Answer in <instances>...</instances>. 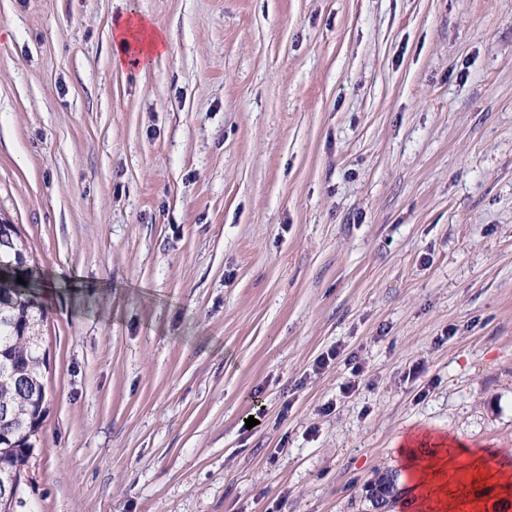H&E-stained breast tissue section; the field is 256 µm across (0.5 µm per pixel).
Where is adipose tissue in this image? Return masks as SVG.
<instances>
[{
  "label": "adipose tissue",
  "instance_id": "obj_1",
  "mask_svg": "<svg viewBox=\"0 0 512 512\" xmlns=\"http://www.w3.org/2000/svg\"><path fill=\"white\" fill-rule=\"evenodd\" d=\"M168 32L150 18L130 14L115 20L112 60L117 67H146L165 54ZM412 506L416 512H456L459 499L452 489L455 471L451 458L430 436L409 439L401 448Z\"/></svg>",
  "mask_w": 512,
  "mask_h": 512
}]
</instances>
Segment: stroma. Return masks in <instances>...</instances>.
<instances>
[{
    "mask_svg": "<svg viewBox=\"0 0 512 512\" xmlns=\"http://www.w3.org/2000/svg\"><path fill=\"white\" fill-rule=\"evenodd\" d=\"M0 218L46 316L27 512H396L411 434L512 461V0H0ZM168 32L150 18L129 14L116 19L112 28V60L117 67L148 66L155 57L165 54Z\"/></svg>",
    "mask_w": 512,
    "mask_h": 512,
    "instance_id": "stroma-1",
    "label": "stroma"
}]
</instances>
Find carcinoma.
<instances>
[{"label": "carcinoma", "instance_id": "carcinoma-1", "mask_svg": "<svg viewBox=\"0 0 512 512\" xmlns=\"http://www.w3.org/2000/svg\"><path fill=\"white\" fill-rule=\"evenodd\" d=\"M14 239V248L0 249V364L18 371L17 380L0 385V407L9 405L15 414L0 417V468L25 470L35 448L46 411L42 378L45 355L41 352L40 327L44 311L34 301L40 283L30 273L25 241L14 237L12 225L0 227V236ZM23 278L24 283L17 282ZM393 478L384 476L374 484L373 500L386 501L393 492Z\"/></svg>", "mask_w": 512, "mask_h": 512}]
</instances>
